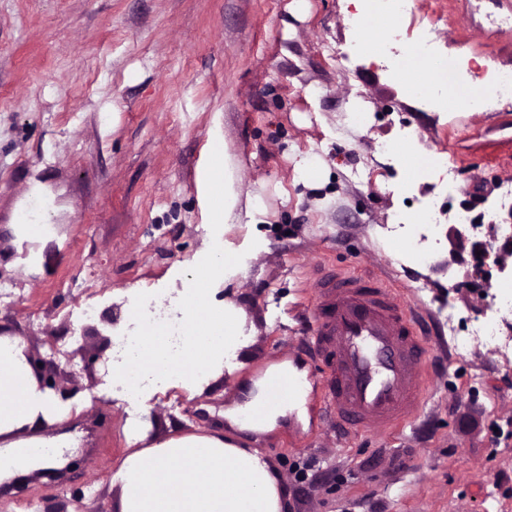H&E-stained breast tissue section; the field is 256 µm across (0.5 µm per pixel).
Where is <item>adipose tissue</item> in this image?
I'll return each mask as SVG.
<instances>
[{
    "label": "adipose tissue",
    "mask_w": 512,
    "mask_h": 512,
    "mask_svg": "<svg viewBox=\"0 0 512 512\" xmlns=\"http://www.w3.org/2000/svg\"><path fill=\"white\" fill-rule=\"evenodd\" d=\"M234 169L223 141L213 140L198 175L208 214L204 248L185 265L169 269L162 287L125 291L129 304L111 334L123 345L112 362V380L124 385L128 399L138 405H146L156 391L142 385L144 377L156 376L160 388L192 399L225 372L243 366L253 329L243 307L220 298L219 290L245 277L249 260L266 246L260 235L250 233L234 242L229 232L261 223L266 210L261 192L240 200ZM148 299L165 304L172 322L181 327L178 349L170 348L164 329L148 323ZM25 350L21 337L0 335V479L56 467L53 449L79 444L78 432L68 425L72 405L41 389ZM281 376L296 385L291 400L272 395V384ZM310 389L306 369L284 361L240 383L237 401L224 411L229 431L152 440L140 419H129L130 451L112 475L119 489L118 512H284L277 476L258 450L240 446L234 434L276 430L288 413L302 411Z\"/></svg>",
    "instance_id": "1"
}]
</instances>
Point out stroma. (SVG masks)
I'll return each instance as SVG.
<instances>
[{"mask_svg": "<svg viewBox=\"0 0 512 512\" xmlns=\"http://www.w3.org/2000/svg\"><path fill=\"white\" fill-rule=\"evenodd\" d=\"M0 0V328L74 375L85 407L76 420L83 463L68 483H29L0 496V512H116L110 479L128 452L125 425L152 433L223 426L235 394L228 374L188 399L156 393L148 408L106 398L102 369L75 351L103 350L82 335L87 312L125 305L126 288L156 285L205 242L196 175L214 134L236 164L237 190L266 187L267 213L254 232L266 252L249 263L231 297L256 336L244 372L259 376L284 360L305 366L314 390L306 422L288 421L252 446L264 454L288 512H512V347L480 344L458 353L449 324L475 326L497 313L474 285L472 240L440 238L426 267L385 246L395 217L420 221L439 197L433 174L408 189L409 171L391 166L388 142L411 131L417 147L457 167L454 209L484 225L512 208V99L481 98L453 112L428 90L409 88L416 17L442 13L434 38L458 65L470 58L512 74V0H410L384 62L357 48L344 0ZM368 115L362 134L339 132L350 105ZM325 162L307 187L295 162ZM39 182L53 230L32 243L34 263L17 262L12 224ZM329 197L324 208L315 199ZM373 275L428 314L438 362L414 422L380 435H336L325 408L327 368L303 340L324 272ZM81 490V504L72 501Z\"/></svg>", "mask_w": 512, "mask_h": 512, "instance_id": "1", "label": "stroma"}]
</instances>
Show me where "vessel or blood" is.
<instances>
[{
  "instance_id": "obj_1",
  "label": "vessel or blood",
  "mask_w": 512,
  "mask_h": 512,
  "mask_svg": "<svg viewBox=\"0 0 512 512\" xmlns=\"http://www.w3.org/2000/svg\"><path fill=\"white\" fill-rule=\"evenodd\" d=\"M311 330V353L331 370L327 399L343 432L385 430L419 408L429 363L424 333L386 287L320 277Z\"/></svg>"
}]
</instances>
